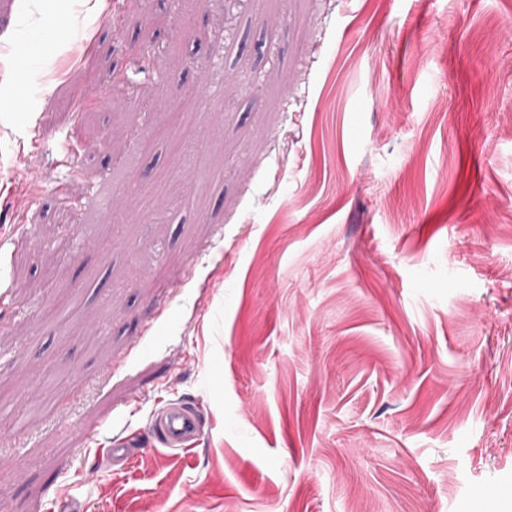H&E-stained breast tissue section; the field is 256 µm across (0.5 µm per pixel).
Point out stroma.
Masks as SVG:
<instances>
[{
    "label": "stroma",
    "mask_w": 512,
    "mask_h": 512,
    "mask_svg": "<svg viewBox=\"0 0 512 512\" xmlns=\"http://www.w3.org/2000/svg\"><path fill=\"white\" fill-rule=\"evenodd\" d=\"M479 503L512 512V0H0V512ZM150 430L166 448H187L202 432L201 411L195 404L185 400L169 402L154 412Z\"/></svg>",
    "instance_id": "1"
}]
</instances>
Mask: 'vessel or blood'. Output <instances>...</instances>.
<instances>
[{"label": "vessel or blood", "mask_w": 512, "mask_h": 512, "mask_svg": "<svg viewBox=\"0 0 512 512\" xmlns=\"http://www.w3.org/2000/svg\"><path fill=\"white\" fill-rule=\"evenodd\" d=\"M150 429L164 447L183 449L199 438L202 432V414L191 402L172 401L154 412Z\"/></svg>", "instance_id": "obj_1"}]
</instances>
